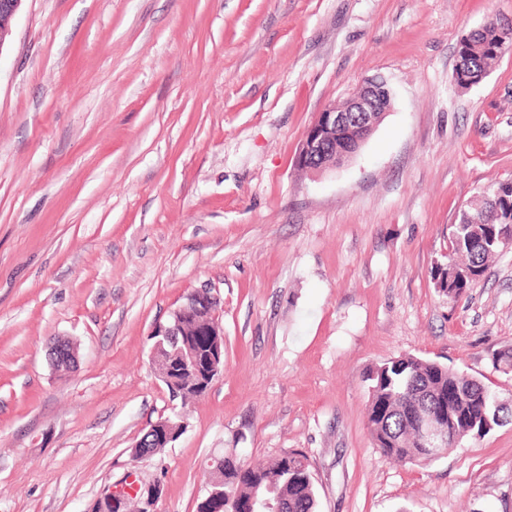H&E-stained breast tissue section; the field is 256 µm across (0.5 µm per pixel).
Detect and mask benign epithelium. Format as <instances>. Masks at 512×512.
Here are the masks:
<instances>
[{
	"label": "benign epithelium",
	"instance_id": "1",
	"mask_svg": "<svg viewBox=\"0 0 512 512\" xmlns=\"http://www.w3.org/2000/svg\"><path fill=\"white\" fill-rule=\"evenodd\" d=\"M21 3L22 0H0V49L10 33L12 20ZM387 91L389 88L385 82L370 80L356 88L343 104L326 105L305 135L296 160L297 165L315 172L325 165L329 157L341 164L349 159L353 155L351 148H336V141L327 138L325 131H353L356 133V142L366 140L378 123L377 115L389 110L383 104L381 96V93ZM219 305L220 300L209 292H196L171 312L167 323L156 326L152 331V336L157 338V345L160 346L165 341L174 345L173 354L179 364L198 373L200 382L208 386L224 370V330L218 312ZM188 326L196 327L201 335L213 338L202 364L199 363L194 346L178 339L182 330ZM182 425L181 421L173 422L164 418L151 424L147 433H153L170 444L175 434L182 430ZM420 426L427 449L433 452L444 447L446 439L443 437L444 426L439 412L423 413ZM161 493L162 489L158 484L145 487L140 493L142 512H154V503ZM122 502V493L108 490L96 498L90 512H108V508L120 507ZM246 512H283V503L278 496H255L247 504Z\"/></svg>",
	"mask_w": 512,
	"mask_h": 512
}]
</instances>
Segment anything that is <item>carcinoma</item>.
Returning <instances> with one entry per match:
<instances>
[{"instance_id":"carcinoma-1","label":"carcinoma","mask_w":512,"mask_h":512,"mask_svg":"<svg viewBox=\"0 0 512 512\" xmlns=\"http://www.w3.org/2000/svg\"><path fill=\"white\" fill-rule=\"evenodd\" d=\"M512 48L498 17H489L476 33L463 38L458 54L467 58L472 77H485L493 61ZM512 224V187L501 182L489 185L468 208L460 211L448 229V263L436 272L440 290L450 298L459 296L485 272L487 263L500 250L502 226ZM368 422L380 452L397 462H416L436 457L422 449L408 396L420 393L435 402L445 417L447 432H468V437L485 436L500 425L494 393L481 381L436 361L405 355L370 372ZM305 452L286 451L265 466H250L232 456L211 459V479L224 480V500L205 505L207 512H236L253 495L272 486L288 500V512H316V490L310 466L289 468Z\"/></svg>"}]
</instances>
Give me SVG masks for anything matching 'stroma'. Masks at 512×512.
<instances>
[{"label": "stroma", "mask_w": 512, "mask_h": 512, "mask_svg": "<svg viewBox=\"0 0 512 512\" xmlns=\"http://www.w3.org/2000/svg\"><path fill=\"white\" fill-rule=\"evenodd\" d=\"M490 15L512 0H23L0 46V512H88L131 472L155 512H196L210 455L292 449L318 512H512V422L398 464L367 421L368 372L408 354L512 402V246L457 298L433 276L459 211L512 180V49L453 78ZM371 77L393 93L371 137L302 171L318 113ZM198 290L224 370L181 401L151 333ZM184 422H173L170 420V418H164L156 421L155 423L151 424L148 428V430L141 436V438L136 442V444L132 447L134 448L133 455L135 458H137L139 449L140 448H147L145 447L146 442H144V437L148 434L154 433L158 436L159 439L166 442L168 445L172 443L173 438L175 434L182 430V425ZM168 445L166 447H168ZM165 447V448H166Z\"/></svg>", "instance_id": "35a3bbf8"}]
</instances>
